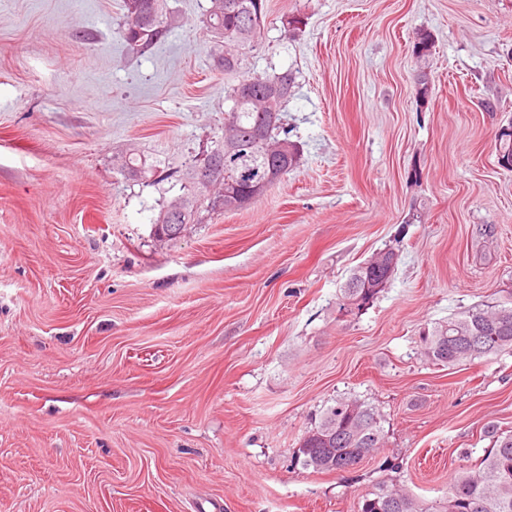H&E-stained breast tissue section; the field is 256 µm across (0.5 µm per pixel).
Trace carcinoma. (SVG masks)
I'll list each match as a JSON object with an SVG mask.
<instances>
[{
  "label": "carcinoma",
  "mask_w": 512,
  "mask_h": 512,
  "mask_svg": "<svg viewBox=\"0 0 512 512\" xmlns=\"http://www.w3.org/2000/svg\"><path fill=\"white\" fill-rule=\"evenodd\" d=\"M203 19L207 32L216 43L227 49L215 55L217 66L227 75L238 76L237 83L227 86L224 101V139L240 143V151L226 157L224 144L202 154L176 173L160 170L139 154L131 153L122 168L136 177L151 175L159 184L174 180L169 189H178L175 197L186 198L189 205L180 220L182 224H199L202 213L216 212V201L226 198V192L246 198L251 204L272 184L295 166L286 155L266 154V140L279 138L281 119L271 124L269 113L281 112L293 88V75L284 71L273 75L241 74L247 50L258 41L263 27L265 0H209ZM124 21L119 29L128 47L145 53L163 40L177 24L169 11L168 0H123ZM248 26L247 38H240L241 28ZM210 169L216 173L211 181L212 194L198 193L195 170ZM358 288H351L354 278L343 289L341 298L348 299L356 310L369 305L381 289L359 271ZM448 337V357L441 358L436 346ZM424 356L436 365L456 366L475 359L512 352V289L490 302L456 312L448 319L425 327L420 332ZM376 423L377 438L364 437L354 443L347 440L357 423ZM380 412L357 399H339L328 407L314 427L306 432L295 451L294 463L315 472H337L344 466L383 447L384 436ZM492 439L479 463L472 469L457 472L451 479L448 495L425 502L398 487L380 486L363 496L359 512H512V433L501 432L493 425L485 430Z\"/></svg>",
  "instance_id": "cac0c4a2"
}]
</instances>
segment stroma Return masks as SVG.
Listing matches in <instances>:
<instances>
[{
    "label": "stroma",
    "mask_w": 512,
    "mask_h": 512,
    "mask_svg": "<svg viewBox=\"0 0 512 512\" xmlns=\"http://www.w3.org/2000/svg\"><path fill=\"white\" fill-rule=\"evenodd\" d=\"M266 4L243 69L293 73L299 162L160 243L158 186L116 159L175 170L223 141L209 0H169L182 23L143 55L120 0H0V512H359L394 480L431 502L488 425L512 432V354L418 353L422 327L512 287L495 149L512 0ZM387 248L388 287L339 312L351 271ZM346 397L382 413L383 448L344 473L295 466Z\"/></svg>",
    "instance_id": "stroma-1"
}]
</instances>
